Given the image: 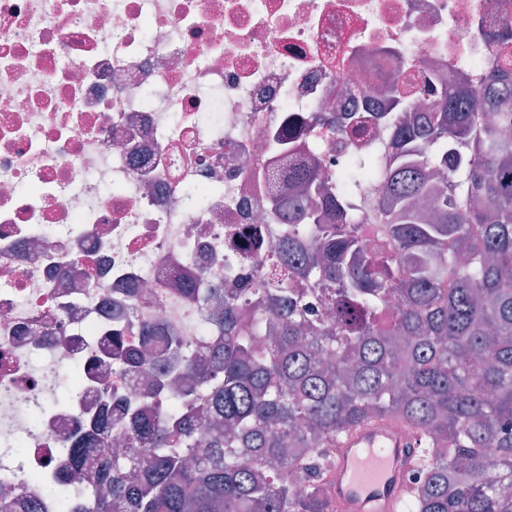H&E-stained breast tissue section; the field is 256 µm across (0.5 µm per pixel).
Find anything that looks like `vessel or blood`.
<instances>
[{
    "mask_svg": "<svg viewBox=\"0 0 512 512\" xmlns=\"http://www.w3.org/2000/svg\"><path fill=\"white\" fill-rule=\"evenodd\" d=\"M414 441L398 419L349 430L337 443L327 479L333 512H401L414 466Z\"/></svg>",
    "mask_w": 512,
    "mask_h": 512,
    "instance_id": "vessel-or-blood-1",
    "label": "vessel or blood"
}]
</instances>
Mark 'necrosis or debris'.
<instances>
[{"label":"necrosis or debris","mask_w":512,"mask_h":512,"mask_svg":"<svg viewBox=\"0 0 512 512\" xmlns=\"http://www.w3.org/2000/svg\"><path fill=\"white\" fill-rule=\"evenodd\" d=\"M508 68L512 0H0V498L65 512L46 483L102 389L155 412L153 373L103 356L116 298L129 343L144 319L201 342L174 272L224 288L260 268L290 166L388 154L387 84L414 113Z\"/></svg>","instance_id":"necrosis-or-debris-1"}]
</instances>
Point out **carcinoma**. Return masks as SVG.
<instances>
[{
	"label": "carcinoma",
	"mask_w": 512,
	"mask_h": 512,
	"mask_svg": "<svg viewBox=\"0 0 512 512\" xmlns=\"http://www.w3.org/2000/svg\"><path fill=\"white\" fill-rule=\"evenodd\" d=\"M497 80L452 81L429 111L403 115L391 165L334 181L295 169L296 203L325 206L299 224L272 204L288 240L266 261L285 274L223 293L176 275L191 308L224 300L208 351L142 323L143 343L160 344L148 357L112 333L113 369L153 370L172 402L135 413V451L101 464L95 512H333L336 440L385 418L417 436L407 512H512V113L499 101L512 86ZM339 128L364 137L370 119ZM394 294L405 307L391 321ZM110 437L101 421L71 442L72 472L49 485L61 502Z\"/></svg>",
	"instance_id": "carcinoma-1"
}]
</instances>
